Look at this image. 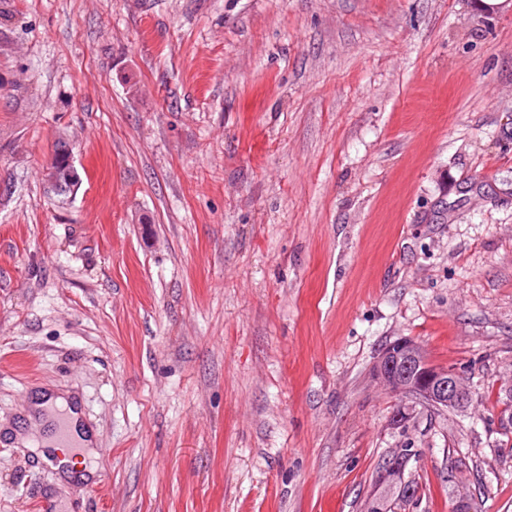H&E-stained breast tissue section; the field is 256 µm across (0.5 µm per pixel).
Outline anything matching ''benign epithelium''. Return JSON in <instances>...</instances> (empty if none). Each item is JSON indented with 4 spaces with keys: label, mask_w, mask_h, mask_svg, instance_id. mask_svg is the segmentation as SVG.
I'll list each match as a JSON object with an SVG mask.
<instances>
[{
    "label": "benign epithelium",
    "mask_w": 512,
    "mask_h": 512,
    "mask_svg": "<svg viewBox=\"0 0 512 512\" xmlns=\"http://www.w3.org/2000/svg\"><path fill=\"white\" fill-rule=\"evenodd\" d=\"M377 376L401 397L439 408H463L472 395L452 369L430 366L422 349L411 339L402 338L382 352Z\"/></svg>",
    "instance_id": "7a95c632"
}]
</instances>
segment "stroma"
<instances>
[{
  "label": "stroma",
  "mask_w": 512,
  "mask_h": 512,
  "mask_svg": "<svg viewBox=\"0 0 512 512\" xmlns=\"http://www.w3.org/2000/svg\"><path fill=\"white\" fill-rule=\"evenodd\" d=\"M401 338L472 403L396 423ZM510 378L511 8L0 0V420L67 390L101 449L0 434V512H364L405 446L400 512H512Z\"/></svg>",
  "instance_id": "stroma-1"
}]
</instances>
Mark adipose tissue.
I'll return each mask as SVG.
<instances>
[{"label":"adipose tissue","mask_w":512,"mask_h":512,"mask_svg":"<svg viewBox=\"0 0 512 512\" xmlns=\"http://www.w3.org/2000/svg\"><path fill=\"white\" fill-rule=\"evenodd\" d=\"M62 413L67 414L69 434L74 443L82 445L83 455L88 458L96 456L93 436L82 426L77 401L73 394L67 392L37 394L25 421L11 426L10 431L23 447L38 445L44 452H58L57 417Z\"/></svg>","instance_id":"obj_1"}]
</instances>
